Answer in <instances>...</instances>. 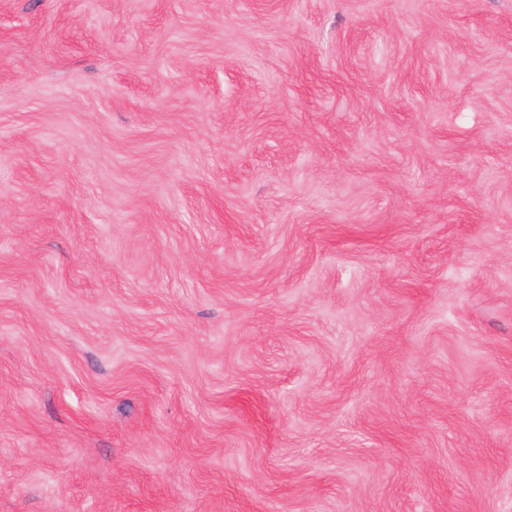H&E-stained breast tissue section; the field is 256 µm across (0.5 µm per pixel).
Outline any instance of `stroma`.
<instances>
[{
	"instance_id": "35a3bbf8",
	"label": "stroma",
	"mask_w": 512,
	"mask_h": 512,
	"mask_svg": "<svg viewBox=\"0 0 512 512\" xmlns=\"http://www.w3.org/2000/svg\"><path fill=\"white\" fill-rule=\"evenodd\" d=\"M0 512H512V0H0Z\"/></svg>"
}]
</instances>
